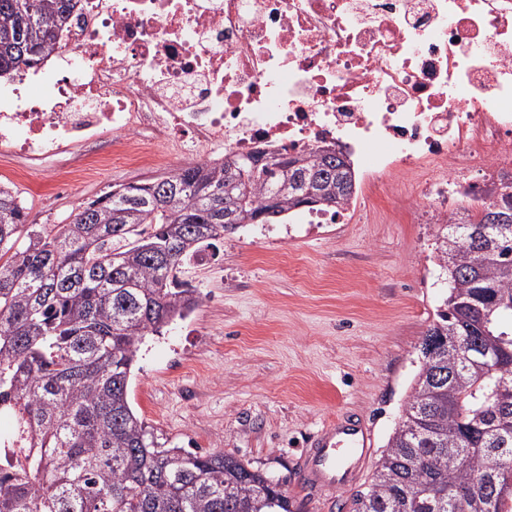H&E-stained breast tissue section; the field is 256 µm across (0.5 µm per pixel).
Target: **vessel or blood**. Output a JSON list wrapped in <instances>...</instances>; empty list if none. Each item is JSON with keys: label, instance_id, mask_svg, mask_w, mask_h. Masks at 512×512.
Wrapping results in <instances>:
<instances>
[{"label": "vessel or blood", "instance_id": "b4317fda", "mask_svg": "<svg viewBox=\"0 0 512 512\" xmlns=\"http://www.w3.org/2000/svg\"><path fill=\"white\" fill-rule=\"evenodd\" d=\"M374 452V436L361 420L341 416L311 441L300 461L308 485L332 491L357 483Z\"/></svg>", "mask_w": 512, "mask_h": 512}]
</instances>
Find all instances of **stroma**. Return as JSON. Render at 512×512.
I'll use <instances>...</instances> for the list:
<instances>
[{
    "label": "stroma",
    "mask_w": 512,
    "mask_h": 512,
    "mask_svg": "<svg viewBox=\"0 0 512 512\" xmlns=\"http://www.w3.org/2000/svg\"><path fill=\"white\" fill-rule=\"evenodd\" d=\"M112 134L32 162L0 156L30 224H66L109 191L171 172L176 152L141 167L113 157ZM436 224L382 196L352 224H249L185 266L200 304L146 337L129 398L170 445L223 450L261 469L299 512H350L355 487L317 493L299 471L307 442L336 414L368 422L383 453L446 296Z\"/></svg>",
    "instance_id": "1"
}]
</instances>
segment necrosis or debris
Listing matches in <instances>:
<instances>
[{
  "label": "necrosis or debris",
  "mask_w": 512,
  "mask_h": 512,
  "mask_svg": "<svg viewBox=\"0 0 512 512\" xmlns=\"http://www.w3.org/2000/svg\"><path fill=\"white\" fill-rule=\"evenodd\" d=\"M49 59L0 85V152L334 142L428 224L512 175V0H82Z\"/></svg>",
  "instance_id": "necrosis-or-debris-1"
}]
</instances>
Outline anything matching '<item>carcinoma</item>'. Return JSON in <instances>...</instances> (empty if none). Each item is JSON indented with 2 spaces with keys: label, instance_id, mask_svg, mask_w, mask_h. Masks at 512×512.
Wrapping results in <instances>:
<instances>
[{
  "label": "carcinoma",
  "instance_id": "1",
  "mask_svg": "<svg viewBox=\"0 0 512 512\" xmlns=\"http://www.w3.org/2000/svg\"><path fill=\"white\" fill-rule=\"evenodd\" d=\"M77 7L0 0V78L41 64ZM248 158L266 162L254 175ZM354 188L351 166L320 146L254 151L115 185L47 228L26 223L0 183V416L28 444L0 467V512H294L279 484L234 455L159 441L128 389L145 337L200 303L184 266L227 232L334 208ZM485 195L479 213L437 235L445 309L353 512H512V475L491 466L512 463V192Z\"/></svg>",
  "mask_w": 512,
  "mask_h": 512
}]
</instances>
